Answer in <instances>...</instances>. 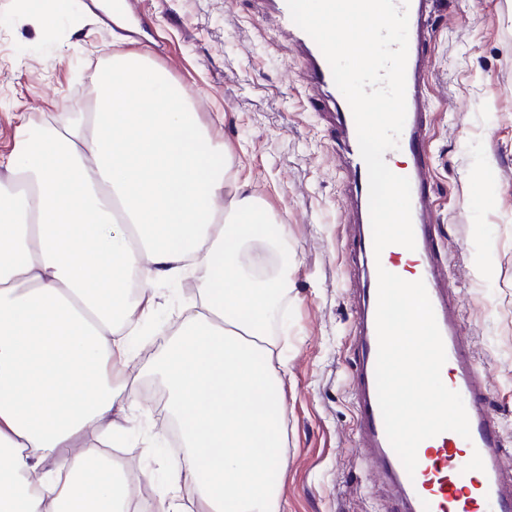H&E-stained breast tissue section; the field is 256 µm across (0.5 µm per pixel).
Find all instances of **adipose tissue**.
Here are the masks:
<instances>
[{
	"mask_svg": "<svg viewBox=\"0 0 512 512\" xmlns=\"http://www.w3.org/2000/svg\"><path fill=\"white\" fill-rule=\"evenodd\" d=\"M16 140L0 161V512H125L121 472L79 441L122 432L126 338L154 282L193 274L197 310L154 365L186 446L154 512H281L275 249L252 250L261 212L227 167L205 165L213 146L192 105L144 55L116 53L93 111Z\"/></svg>",
	"mask_w": 512,
	"mask_h": 512,
	"instance_id": "ef3b65f1",
	"label": "adipose tissue"
}]
</instances>
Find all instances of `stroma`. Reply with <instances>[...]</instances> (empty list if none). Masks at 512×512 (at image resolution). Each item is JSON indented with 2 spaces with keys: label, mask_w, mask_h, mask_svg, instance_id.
Returning <instances> with one entry per match:
<instances>
[{
  "label": "stroma",
  "mask_w": 512,
  "mask_h": 512,
  "mask_svg": "<svg viewBox=\"0 0 512 512\" xmlns=\"http://www.w3.org/2000/svg\"><path fill=\"white\" fill-rule=\"evenodd\" d=\"M74 0L52 28L33 26L16 0H0V157L21 125L94 106L92 88L110 55L145 53L192 101L212 142L228 148L238 182L288 227L279 247L286 291L279 348L288 363L283 512H385L389 486L356 448L349 389L352 286L363 268L350 254L352 186L336 151V125L263 0ZM426 75L428 150L440 247L460 324L512 442V0H437ZM151 317L131 339L125 371L138 394L111 451L138 512H152L179 460L167 403L146 369L164 332L193 310L195 288L153 284Z\"/></svg>",
  "instance_id": "stroma-1"
}]
</instances>
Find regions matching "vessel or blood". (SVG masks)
I'll list each match as a JSON object with an SVG mask.
<instances>
[{"label":"vessel or blood","instance_id":"b4317fda","mask_svg":"<svg viewBox=\"0 0 512 512\" xmlns=\"http://www.w3.org/2000/svg\"><path fill=\"white\" fill-rule=\"evenodd\" d=\"M281 22L283 32L295 45L299 64L318 94L336 114L342 158L354 189V212L350 238L359 257L374 260L370 227L369 179L361 156L351 107L336 87L330 66L315 41L291 19L286 0H267ZM434 0H409L408 58L406 65L407 115L399 149L408 157L401 174L411 185L415 264L432 303L440 329L446 362L442 374L449 389L458 391L469 417L470 438L458 441L456 432L434 436L438 446L435 464L418 456L414 474H407L391 447L378 403L375 368L378 352L376 331L377 275H369L356 288L354 363L351 385L359 428V454L366 466L395 489L389 512H512V467L505 459L512 445L505 441L500 424L487 403V390L480 379L470 348L459 329L456 303L449 296L448 265L440 249L437 224L431 218L428 193L431 163L425 75L430 59L422 49L433 23ZM478 482H471L472 471Z\"/></svg>","mask_w":512,"mask_h":512}]
</instances>
